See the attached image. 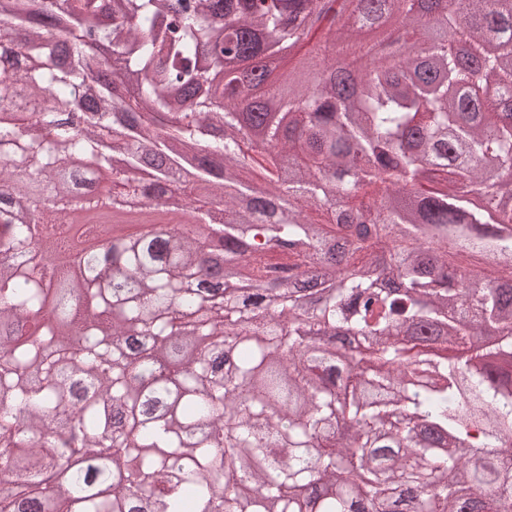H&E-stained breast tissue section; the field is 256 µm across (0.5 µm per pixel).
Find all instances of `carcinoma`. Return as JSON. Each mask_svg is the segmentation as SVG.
<instances>
[{
	"mask_svg": "<svg viewBox=\"0 0 512 512\" xmlns=\"http://www.w3.org/2000/svg\"><path fill=\"white\" fill-rule=\"evenodd\" d=\"M61 2L64 66L54 0H0V512H512V0ZM385 15L431 41L357 40ZM159 201L193 223L35 272L36 220Z\"/></svg>",
	"mask_w": 512,
	"mask_h": 512,
	"instance_id": "obj_1",
	"label": "carcinoma"
}]
</instances>
